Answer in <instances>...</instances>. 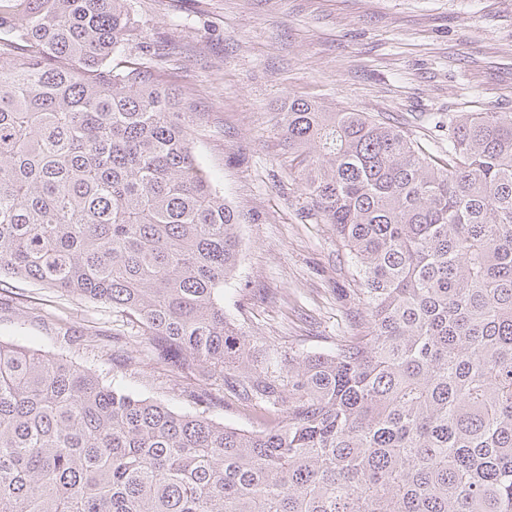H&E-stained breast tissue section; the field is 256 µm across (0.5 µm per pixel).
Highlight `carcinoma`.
<instances>
[{
    "label": "carcinoma",
    "instance_id": "1",
    "mask_svg": "<svg viewBox=\"0 0 512 512\" xmlns=\"http://www.w3.org/2000/svg\"><path fill=\"white\" fill-rule=\"evenodd\" d=\"M0 291L112 306L179 412L0 340V512H512V115L448 117L432 153L290 98V169L362 306L328 352L254 364L224 314L239 215L131 0H0ZM274 414L210 415L211 386Z\"/></svg>",
    "mask_w": 512,
    "mask_h": 512
}]
</instances>
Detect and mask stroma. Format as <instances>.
<instances>
[{
    "mask_svg": "<svg viewBox=\"0 0 512 512\" xmlns=\"http://www.w3.org/2000/svg\"><path fill=\"white\" fill-rule=\"evenodd\" d=\"M161 59L200 116L196 150L240 215L241 253L224 311L257 365L327 351L358 319L332 225L288 169L277 108L292 97L368 112L436 151L454 112L512 114V0H132ZM0 299V339L61 356L177 411L193 405L103 304L17 280ZM212 417L259 429L264 412L213 390Z\"/></svg>",
    "mask_w": 512,
    "mask_h": 512,
    "instance_id": "obj_1",
    "label": "stroma"
}]
</instances>
